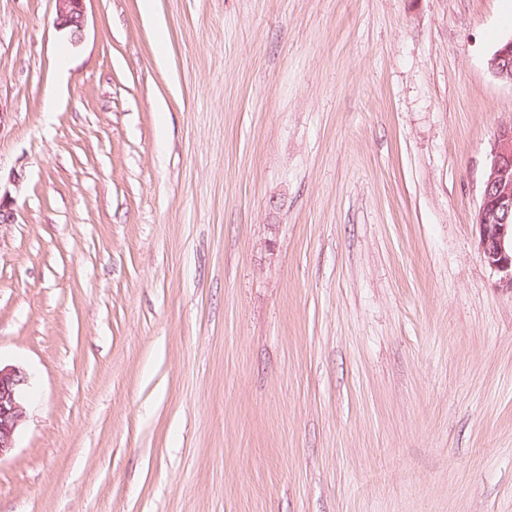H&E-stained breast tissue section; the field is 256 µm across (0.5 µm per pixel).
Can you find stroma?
<instances>
[{
	"label": "stroma",
	"mask_w": 512,
	"mask_h": 512,
	"mask_svg": "<svg viewBox=\"0 0 512 512\" xmlns=\"http://www.w3.org/2000/svg\"><path fill=\"white\" fill-rule=\"evenodd\" d=\"M55 17L0 0V512H512V0ZM57 3L55 24L57 29L66 30L74 43L80 42L85 23L86 0H55ZM488 68L494 78L512 87V38L497 49L488 61ZM477 250L498 277V288L512 294V124L500 128L475 215ZM29 383L30 375L24 368L0 363V459L14 449L25 419L24 394Z\"/></svg>",
	"instance_id": "35a3bbf8"
}]
</instances>
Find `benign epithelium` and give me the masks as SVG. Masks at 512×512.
I'll list each match as a JSON object with an SVG mask.
<instances>
[{"label":"benign epithelium","instance_id":"7a95c632","mask_svg":"<svg viewBox=\"0 0 512 512\" xmlns=\"http://www.w3.org/2000/svg\"><path fill=\"white\" fill-rule=\"evenodd\" d=\"M86 0H56L55 24L81 41ZM498 81L512 86V39L502 44L488 61ZM477 250L481 260L498 277V287L512 293V124L500 128L490 150V164L475 215ZM28 372L16 365H0V459L14 449L15 437L25 419L24 394Z\"/></svg>","mask_w":512,"mask_h":512}]
</instances>
